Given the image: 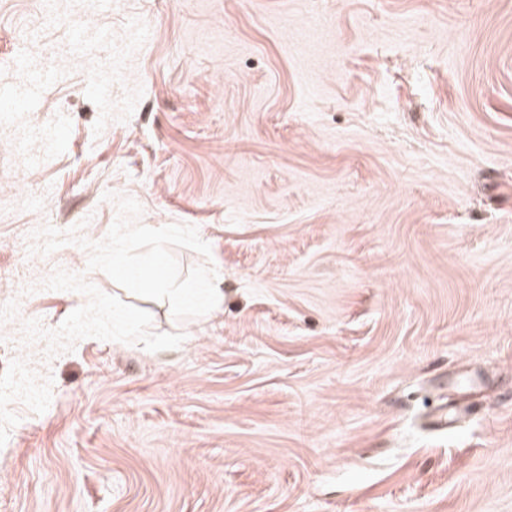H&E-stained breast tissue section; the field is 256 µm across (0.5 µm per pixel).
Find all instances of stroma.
Wrapping results in <instances>:
<instances>
[{
  "instance_id": "1",
  "label": "stroma",
  "mask_w": 512,
  "mask_h": 512,
  "mask_svg": "<svg viewBox=\"0 0 512 512\" xmlns=\"http://www.w3.org/2000/svg\"><path fill=\"white\" fill-rule=\"evenodd\" d=\"M139 26H132V19ZM0 0V303L42 391L0 407V512H512V0ZM136 43L112 109L92 68ZM190 224L217 316L88 253L117 209ZM40 202L31 210L20 201Z\"/></svg>"
}]
</instances>
